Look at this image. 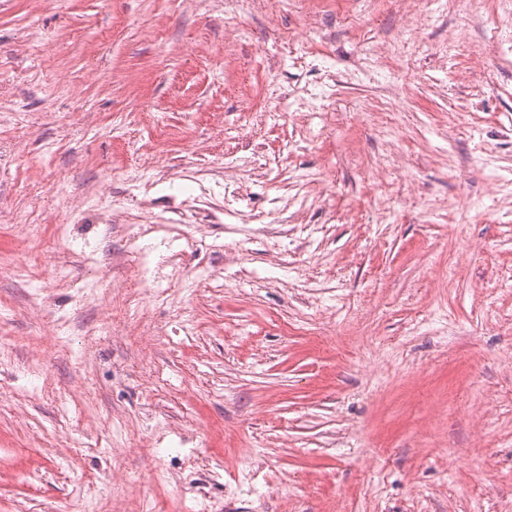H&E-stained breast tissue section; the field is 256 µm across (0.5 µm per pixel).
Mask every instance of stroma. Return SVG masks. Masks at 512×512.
<instances>
[{
  "label": "stroma",
  "instance_id": "stroma-1",
  "mask_svg": "<svg viewBox=\"0 0 512 512\" xmlns=\"http://www.w3.org/2000/svg\"><path fill=\"white\" fill-rule=\"evenodd\" d=\"M104 506L512 512V0H0V512Z\"/></svg>",
  "mask_w": 512,
  "mask_h": 512
}]
</instances>
